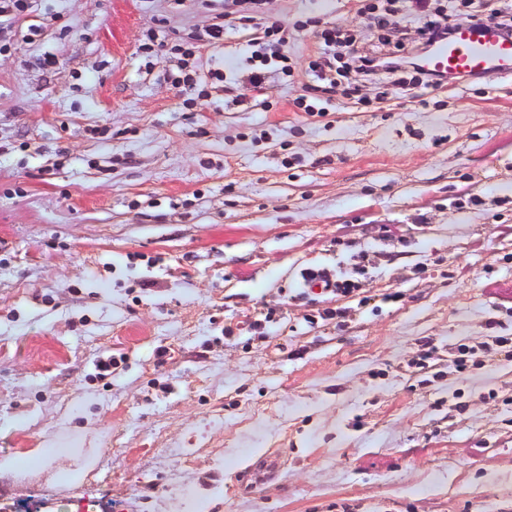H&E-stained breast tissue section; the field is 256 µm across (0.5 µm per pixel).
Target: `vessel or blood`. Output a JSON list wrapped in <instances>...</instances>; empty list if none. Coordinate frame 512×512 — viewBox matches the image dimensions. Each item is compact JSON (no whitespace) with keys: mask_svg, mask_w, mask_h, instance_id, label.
Wrapping results in <instances>:
<instances>
[{"mask_svg":"<svg viewBox=\"0 0 512 512\" xmlns=\"http://www.w3.org/2000/svg\"><path fill=\"white\" fill-rule=\"evenodd\" d=\"M426 69L465 77L512 75V40L500 37L488 25L466 23L456 27L452 39L440 43L427 56Z\"/></svg>","mask_w":512,"mask_h":512,"instance_id":"1","label":"vessel or blood"}]
</instances>
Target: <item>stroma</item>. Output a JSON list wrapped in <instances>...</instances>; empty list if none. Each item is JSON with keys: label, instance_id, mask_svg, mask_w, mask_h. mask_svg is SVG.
Listing matches in <instances>:
<instances>
[{"label": "stroma", "instance_id": "stroma-1", "mask_svg": "<svg viewBox=\"0 0 512 512\" xmlns=\"http://www.w3.org/2000/svg\"><path fill=\"white\" fill-rule=\"evenodd\" d=\"M30 3L0 17V457L90 465L0 474V512H512V358L486 349L512 335V76L310 117L319 32L417 40L411 0L381 32L362 0H266L293 70L254 105L245 31L200 45L197 92L137 50L224 0ZM361 259L356 296L303 294Z\"/></svg>", "mask_w": 512, "mask_h": 512}]
</instances>
